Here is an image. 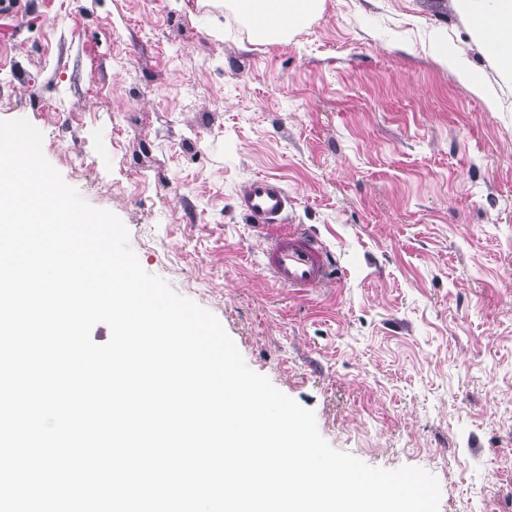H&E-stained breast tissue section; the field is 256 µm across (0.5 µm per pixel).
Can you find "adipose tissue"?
Listing matches in <instances>:
<instances>
[{"mask_svg":"<svg viewBox=\"0 0 512 512\" xmlns=\"http://www.w3.org/2000/svg\"><path fill=\"white\" fill-rule=\"evenodd\" d=\"M456 12L481 40L487 57L503 79L512 80V0H452ZM323 0H237L240 12L251 21L254 34L276 41L287 29L317 15ZM437 62L457 76L468 91L482 98L490 110L499 100L483 75L473 69L455 44L445 45Z\"/></svg>","mask_w":512,"mask_h":512,"instance_id":"adipose-tissue-1","label":"adipose tissue"}]
</instances>
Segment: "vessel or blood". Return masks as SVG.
<instances>
[{
  "label": "vessel or blood",
  "mask_w": 512,
  "mask_h": 512,
  "mask_svg": "<svg viewBox=\"0 0 512 512\" xmlns=\"http://www.w3.org/2000/svg\"><path fill=\"white\" fill-rule=\"evenodd\" d=\"M289 197L270 177L254 178L238 199L240 211L265 231L261 268L274 284L307 292L331 277V253L315 235L286 222Z\"/></svg>",
  "instance_id": "vessel-or-blood-1"
}]
</instances>
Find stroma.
Listing matches in <instances>:
<instances>
[{
  "mask_svg": "<svg viewBox=\"0 0 512 512\" xmlns=\"http://www.w3.org/2000/svg\"><path fill=\"white\" fill-rule=\"evenodd\" d=\"M229 0H17L0 120L115 214L142 267L369 466L419 467L439 512H512V82L451 0H324L264 43ZM458 42L490 111L435 56ZM280 180L331 251L297 293L237 207Z\"/></svg>",
  "mask_w": 512,
  "mask_h": 512,
  "instance_id": "obj_1",
  "label": "stroma"
}]
</instances>
